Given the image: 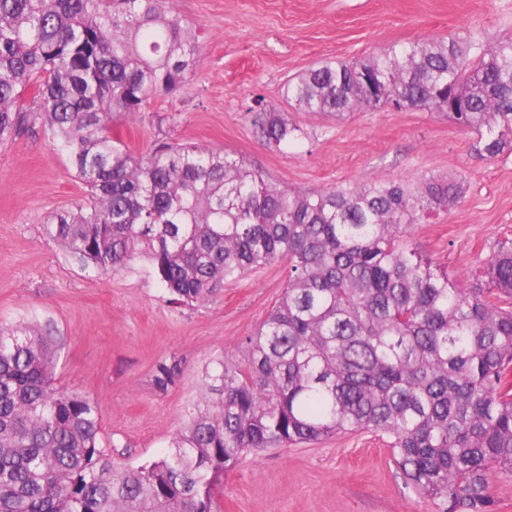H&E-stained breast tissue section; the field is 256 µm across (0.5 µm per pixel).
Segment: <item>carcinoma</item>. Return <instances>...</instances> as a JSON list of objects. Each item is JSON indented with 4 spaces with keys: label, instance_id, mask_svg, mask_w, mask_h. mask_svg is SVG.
Instances as JSON below:
<instances>
[{
    "label": "carcinoma",
    "instance_id": "1",
    "mask_svg": "<svg viewBox=\"0 0 512 512\" xmlns=\"http://www.w3.org/2000/svg\"><path fill=\"white\" fill-rule=\"evenodd\" d=\"M200 61L171 0H0V141L41 125L89 199L57 213L52 240L103 273L149 263L173 301L277 263L279 300L206 373L170 448L148 466L100 444L101 409L52 384L50 337L0 327V512H223L242 457L333 434L380 432L406 484L436 512H493L492 473L512 472V245L466 288L423 254L413 226L448 212L459 183L423 175L297 191L242 156L175 142L137 153L112 133ZM302 112L383 101L448 116L488 158L512 152V37L469 31L321 62L288 82ZM274 147L299 127L261 106ZM160 361L153 386L181 375Z\"/></svg>",
    "mask_w": 512,
    "mask_h": 512
}]
</instances>
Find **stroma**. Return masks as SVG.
Instances as JSON below:
<instances>
[{
	"mask_svg": "<svg viewBox=\"0 0 512 512\" xmlns=\"http://www.w3.org/2000/svg\"><path fill=\"white\" fill-rule=\"evenodd\" d=\"M195 29L201 59L172 94L149 101L114 128L136 151L156 141L191 143L245 157L271 182L295 190L371 179L412 182L452 175L464 192L449 213L416 225L415 241L466 286L512 242V154L475 150L476 136L446 115L362 109L336 119L300 112L288 80L325 60L364 57L394 44L478 32L491 45L512 36V0H175ZM298 126L295 143L263 141L256 100ZM88 196L40 128L0 142V325L30 323L50 336L54 384L89 394L102 411L101 444L115 462L147 465L169 447L207 368L240 354L279 301L276 264L219 288L203 305H177L153 269L137 261L103 274L63 252L48 219ZM177 357L182 374L166 393L153 372ZM224 512H435L406 485L385 437L333 435L247 455L224 477Z\"/></svg>",
	"mask_w": 512,
	"mask_h": 512,
	"instance_id": "stroma-1",
	"label": "stroma"
}]
</instances>
